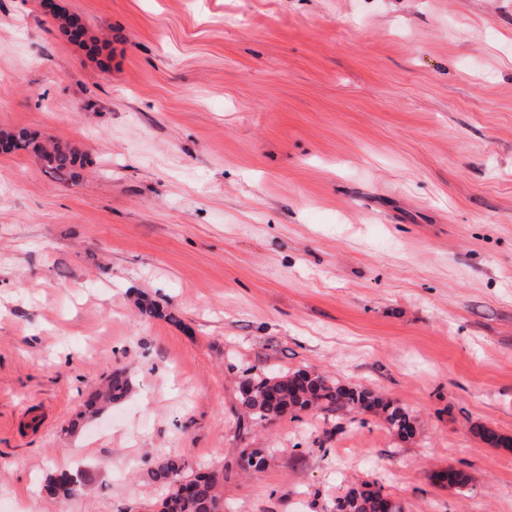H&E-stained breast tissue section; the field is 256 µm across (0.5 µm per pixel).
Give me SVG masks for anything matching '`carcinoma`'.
Masks as SVG:
<instances>
[{"mask_svg": "<svg viewBox=\"0 0 512 512\" xmlns=\"http://www.w3.org/2000/svg\"><path fill=\"white\" fill-rule=\"evenodd\" d=\"M0 144L4 151H27L39 157L46 173L68 182L79 177L86 154L76 144L39 142L26 131L0 130ZM249 384L251 389L240 392L243 412L239 416L238 428L249 433L258 424H268L284 417L285 405L295 408L292 417L299 413L320 408L342 416L346 411L371 409L377 412L392 431L400 430L411 423L410 414L401 406L385 400L366 388L347 387L327 375L315 371L298 369L254 373L246 368L240 377L239 387ZM132 394L129 380L120 372L112 374L104 391L97 393L86 403L87 409L96 413L98 404H120ZM268 463L267 449L244 448L236 467L243 471L259 472ZM147 478L164 488L166 495L161 501L160 512H224V471L196 472L185 460L168 457L156 462L146 472ZM86 476L83 473L60 471L46 477L45 491L48 495L68 501L82 490ZM335 512H402L399 504L384 494L376 481H365L336 497Z\"/></svg>", "mask_w": 512, "mask_h": 512, "instance_id": "1", "label": "carcinoma"}]
</instances>
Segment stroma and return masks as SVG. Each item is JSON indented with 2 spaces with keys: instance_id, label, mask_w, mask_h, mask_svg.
I'll return each instance as SVG.
<instances>
[{
  "instance_id": "1",
  "label": "stroma",
  "mask_w": 512,
  "mask_h": 512,
  "mask_svg": "<svg viewBox=\"0 0 512 512\" xmlns=\"http://www.w3.org/2000/svg\"><path fill=\"white\" fill-rule=\"evenodd\" d=\"M53 3L97 53L0 0V130L87 154L60 183L0 151V512H157L149 463L246 447L273 459L224 512L364 481L512 512V0ZM247 366L370 389L415 432L314 410L240 438ZM116 370L131 397L80 418ZM62 470L94 479L62 503Z\"/></svg>"
}]
</instances>
